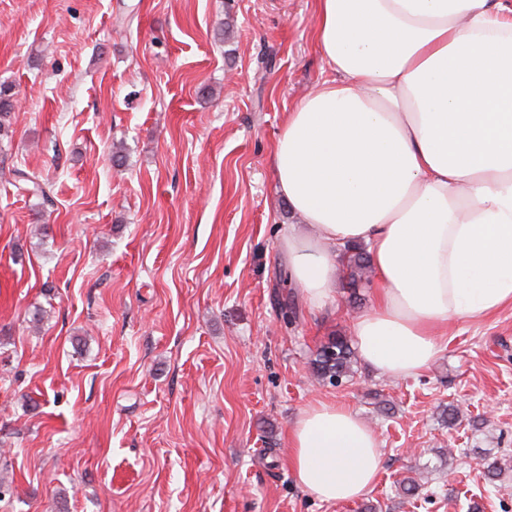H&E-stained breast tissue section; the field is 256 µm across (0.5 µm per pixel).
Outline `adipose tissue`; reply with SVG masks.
<instances>
[{
    "label": "adipose tissue",
    "mask_w": 512,
    "mask_h": 512,
    "mask_svg": "<svg viewBox=\"0 0 512 512\" xmlns=\"http://www.w3.org/2000/svg\"><path fill=\"white\" fill-rule=\"evenodd\" d=\"M332 73L288 112L277 190L310 234L284 239L314 308L338 259L365 245L374 303L351 324L378 373L414 376L441 334L512 305V0H317ZM295 482L325 503L373 486L376 433L346 404L305 408L288 433Z\"/></svg>",
    "instance_id": "1"
}]
</instances>
